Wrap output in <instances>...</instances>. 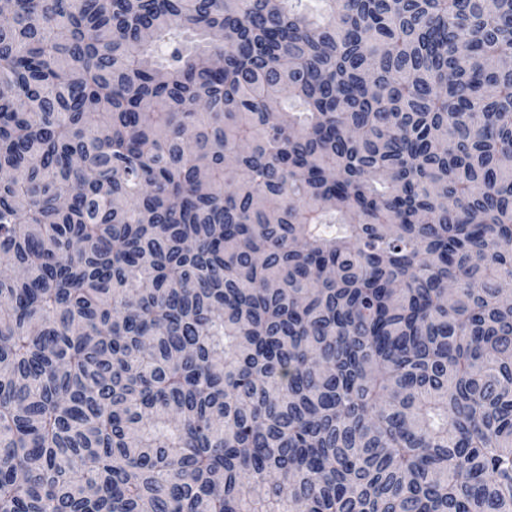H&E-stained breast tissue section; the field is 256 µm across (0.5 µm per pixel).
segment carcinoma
I'll return each mask as SVG.
<instances>
[{"label":"carcinoma","instance_id":"obj_1","mask_svg":"<svg viewBox=\"0 0 512 512\" xmlns=\"http://www.w3.org/2000/svg\"><path fill=\"white\" fill-rule=\"evenodd\" d=\"M12 0L0 512H512V0Z\"/></svg>","mask_w":512,"mask_h":512}]
</instances>
